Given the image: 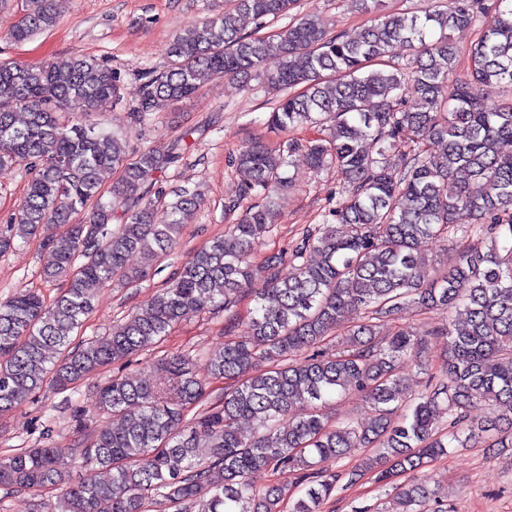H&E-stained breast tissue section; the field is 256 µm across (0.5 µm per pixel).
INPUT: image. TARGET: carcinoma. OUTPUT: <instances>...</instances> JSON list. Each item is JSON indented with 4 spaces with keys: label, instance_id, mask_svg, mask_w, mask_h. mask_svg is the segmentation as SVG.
Segmentation results:
<instances>
[{
    "label": "carcinoma",
    "instance_id": "obj_1",
    "mask_svg": "<svg viewBox=\"0 0 512 512\" xmlns=\"http://www.w3.org/2000/svg\"><path fill=\"white\" fill-rule=\"evenodd\" d=\"M31 2L34 9L9 33L15 43L57 23L53 0ZM294 2L235 0L234 11L176 34L167 65L140 75L131 105L140 124L215 78L253 75L278 93L271 128L326 124L329 134L284 149L242 148L233 165L244 193L258 202L193 252L103 342L74 337L94 312L97 292L116 280L141 281L175 250L198 195L175 191L170 221L154 223L164 196L156 184L172 156L144 149L130 158L122 138L100 124L61 120L72 99L96 112L122 100L111 67L80 54L0 62V166L21 162L31 174L0 253L52 224L59 233L42 240L52 256L43 278L62 283L51 300L21 288L0 301V416L46 386L72 389L152 346L206 302H254L252 339H229L209 358L213 378L233 381L222 405L185 420V407L203 397L205 385L181 355L161 363L164 386L113 375L96 405L120 416V427L98 426L81 448H27L0 458V486L64 487L51 512H99L103 502L110 512H145L158 498L178 512H280L281 487L257 493L250 483L254 472L272 467L298 473L305 484L292 512H320L339 481L329 464L351 448H372L361 470L395 490L402 512H416L425 485L416 477L397 484L398 477L475 435L487 434L490 448L512 447L511 418L506 431L497 418L478 425L471 418L479 403L512 410V154L500 151L512 142V100L489 104L480 95L493 81L512 87V0H448L447 10L421 16L384 13L380 0H362L373 18L356 36H331L316 18L290 16ZM239 13L260 25L289 22L274 35L248 34ZM471 27L481 34L461 78L449 32ZM399 45L416 51L413 64L394 62ZM364 140L374 152L363 149ZM299 152L311 169L336 171V206L328 210L334 223L255 266L252 245L272 232L275 195L289 183L285 168ZM116 168L122 178L104 201L99 174ZM449 232L470 244L442 267L428 266L420 241ZM134 252L138 267L128 265ZM312 254L319 260L310 261ZM411 307L465 310L463 322L433 331L446 338L448 360L414 396L402 369L426 357L428 341L408 328L380 335ZM340 328L347 351L324 353ZM351 386L370 404L371 421L335 423L323 411ZM301 402L310 410L295 418ZM242 420L259 421L263 431L242 435ZM66 451L88 471L78 483L57 468Z\"/></svg>",
    "mask_w": 512,
    "mask_h": 512
}]
</instances>
